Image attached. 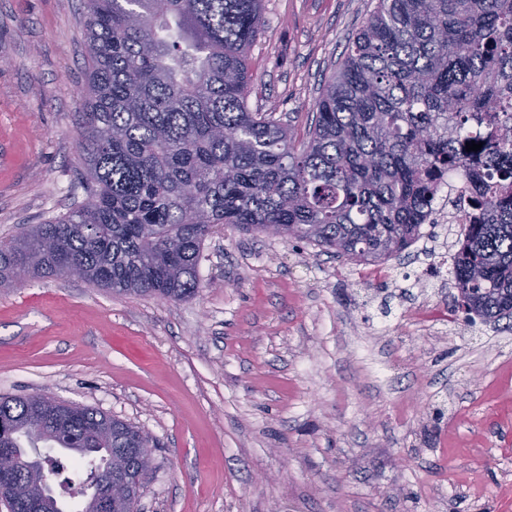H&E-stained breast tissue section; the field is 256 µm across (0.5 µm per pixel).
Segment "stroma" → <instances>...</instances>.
<instances>
[{
  "mask_svg": "<svg viewBox=\"0 0 512 512\" xmlns=\"http://www.w3.org/2000/svg\"><path fill=\"white\" fill-rule=\"evenodd\" d=\"M375 5L264 0L250 107L304 140ZM85 23L83 0H0V239L87 197ZM463 238L422 225L379 278L227 225L185 300L75 278L0 288V396L48 394L149 436L137 512H512V330L456 311Z\"/></svg>",
  "mask_w": 512,
  "mask_h": 512,
  "instance_id": "stroma-1",
  "label": "stroma"
}]
</instances>
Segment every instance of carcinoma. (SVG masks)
<instances>
[{
  "instance_id": "carcinoma-1",
  "label": "carcinoma",
  "mask_w": 512,
  "mask_h": 512,
  "mask_svg": "<svg viewBox=\"0 0 512 512\" xmlns=\"http://www.w3.org/2000/svg\"><path fill=\"white\" fill-rule=\"evenodd\" d=\"M85 0L89 61L79 159L85 202L0 241V288L84 280L115 294L196 295L220 224L276 225L359 263L402 254L448 173L465 177L455 287L483 320L512 318V0H377L315 102L306 140L251 109L261 0ZM483 143L478 151L466 144ZM0 448L35 434L70 452L96 489L151 441L92 407L0 397ZM55 512H65L44 468Z\"/></svg>"
}]
</instances>
